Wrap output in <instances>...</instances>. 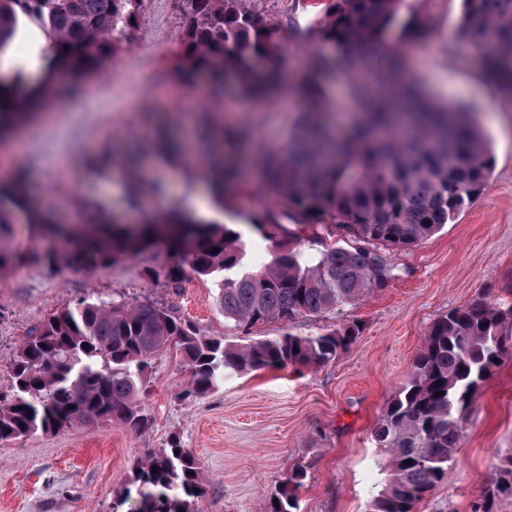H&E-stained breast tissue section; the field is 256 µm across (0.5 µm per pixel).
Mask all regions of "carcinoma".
<instances>
[{"label": "carcinoma", "instance_id": "carcinoma-1", "mask_svg": "<svg viewBox=\"0 0 512 512\" xmlns=\"http://www.w3.org/2000/svg\"><path fill=\"white\" fill-rule=\"evenodd\" d=\"M144 0H0V57L15 41L20 19L52 41L55 58L40 83L19 91L0 75V139L57 95L56 74L78 80L106 70L117 44L137 20ZM416 0H333L322 20V40L337 47L329 57L314 48L298 82L303 107L288 143L259 152L272 201L252 217L274 247L271 262L243 271L245 243L226 224L189 215L161 214L129 226L83 218L73 231L50 213L30 211L16 190L0 186V269L13 261L5 236L31 224L63 240L43 256L49 268L93 271L122 257L163 247L184 269L220 278L216 302L224 319L246 329L270 322L320 318L354 305L397 277L387 250L406 248L455 220L486 185L491 144L467 108L427 96L407 74L396 46L424 45L433 23ZM181 35L171 51L174 76L184 85L208 78L206 92L234 84L248 99L278 93L287 63L267 17L249 0H178ZM396 30L395 42L386 34ZM453 36L469 44L478 65L512 94V0H462ZM347 75V97L360 118L341 131L324 120L339 111L325 88L331 71ZM204 153L218 178L215 199L238 179L224 160L225 145L243 136L224 126H203ZM313 234L303 238L305 229ZM341 230L343 244L327 242ZM320 246L307 256L305 241ZM218 252H213V249ZM512 304L487 291L436 318L415 356L411 374L392 396L374 430L386 457L384 485L369 512H414L443 479L461 446L478 389L511 353L503 336ZM363 332L357 322L300 336L233 343L203 336L189 322L151 302L127 304L84 299L52 313L19 346L12 362L13 394L0 395V441L38 431L52 433L113 420L144 427L139 397L143 372L169 348L189 368L182 399L213 392L228 372L288 366L319 368L349 351ZM88 348H83V344ZM442 395L435 396V393ZM138 497L128 512H196L205 493L194 453L174 441L137 463ZM304 470L295 468L268 512H296ZM512 497V458L484 484L476 512H494Z\"/></svg>", "mask_w": 512, "mask_h": 512}]
</instances>
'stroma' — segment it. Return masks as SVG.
<instances>
[{
    "instance_id": "stroma-1",
    "label": "stroma",
    "mask_w": 512,
    "mask_h": 512,
    "mask_svg": "<svg viewBox=\"0 0 512 512\" xmlns=\"http://www.w3.org/2000/svg\"><path fill=\"white\" fill-rule=\"evenodd\" d=\"M310 0H251L274 26V38L296 80L307 48L318 45L321 17ZM435 19L429 42L404 51L406 66L435 98L473 105L491 139L494 163L483 192L456 220L418 244L392 252L398 278L368 299L321 318L290 325L265 323L242 333L216 305L218 281L185 272L170 281L174 260L148 249L88 272L47 269L42 257L57 240L14 225L8 239L15 259L0 270V392L9 391L14 353L53 311L85 298L152 302L194 322L200 334L240 341L287 332L311 335L348 322L362 324L358 343L335 363L316 370L260 369L229 373L210 395L186 403L183 362L167 351L146 370L141 399L147 423L120 422L41 432L0 442V512H127L121 491L137 490L134 463L147 450L181 441L206 478L197 512H267L269 499L293 467L306 473L298 512H369L385 480L384 457L372 430L395 390L408 378L432 322L482 291L512 304V106L501 103L466 44L453 37L462 0H418ZM180 33L176 0H145L136 24L119 44L111 68L80 82L79 94L51 100L0 141V185L26 173L29 204L54 211L60 223L95 206L138 222L143 195L116 172L93 166L100 151L125 158L129 148L166 133L182 151L196 149L199 129L181 110L198 90L183 86L168 60ZM295 98L242 105L234 92L214 101L211 122L248 129L246 150H225L243 176L224 197V214L240 219L246 266L273 258L268 241L249 222L269 191L253 165L257 148L287 142L298 122ZM141 161L171 186V205L183 208L197 193L199 174L180 154L145 153ZM512 457V355L504 357L474 397L462 444L442 482L418 512H474L483 484Z\"/></svg>"
}]
</instances>
